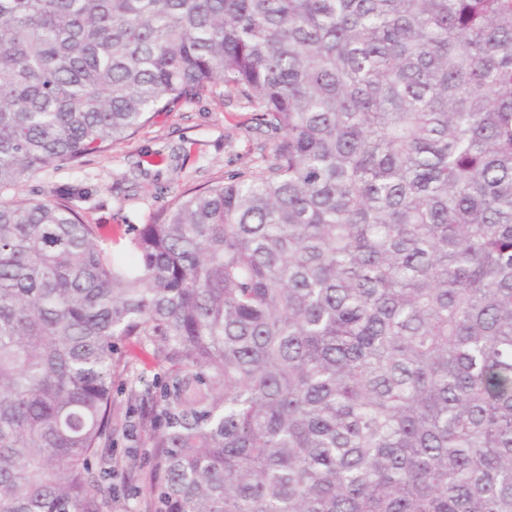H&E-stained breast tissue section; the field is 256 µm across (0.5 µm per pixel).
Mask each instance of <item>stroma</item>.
Segmentation results:
<instances>
[{
    "label": "stroma",
    "instance_id": "35a3bbf8",
    "mask_svg": "<svg viewBox=\"0 0 512 512\" xmlns=\"http://www.w3.org/2000/svg\"><path fill=\"white\" fill-rule=\"evenodd\" d=\"M278 138L257 126L249 108L205 93L156 113L131 138L108 144L80 167L58 163L0 199L42 200L70 186L84 189L86 198L77 202L84 221L99 225L121 258L128 254L126 225L149 222L182 191L256 171ZM109 453L116 489L112 512H148L149 498L140 489L143 449L120 432Z\"/></svg>",
    "mask_w": 512,
    "mask_h": 512
}]
</instances>
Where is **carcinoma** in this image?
<instances>
[{
    "instance_id": "obj_1",
    "label": "carcinoma",
    "mask_w": 512,
    "mask_h": 512,
    "mask_svg": "<svg viewBox=\"0 0 512 512\" xmlns=\"http://www.w3.org/2000/svg\"><path fill=\"white\" fill-rule=\"evenodd\" d=\"M220 84L280 139L129 258L0 200V512H110L131 337L154 512H512V0H0V192ZM124 351L130 365L142 378L140 389L151 386L158 369L153 361L151 350L135 343L133 339L128 340L124 345Z\"/></svg>"
}]
</instances>
